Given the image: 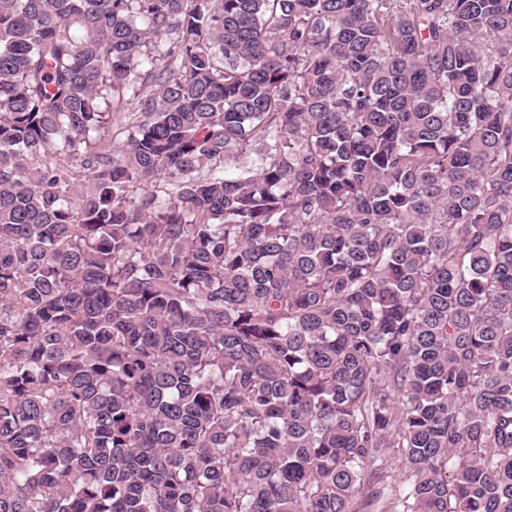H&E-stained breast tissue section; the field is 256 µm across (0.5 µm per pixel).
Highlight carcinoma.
<instances>
[{
  "mask_svg": "<svg viewBox=\"0 0 512 512\" xmlns=\"http://www.w3.org/2000/svg\"><path fill=\"white\" fill-rule=\"evenodd\" d=\"M0 512H512V0H0Z\"/></svg>",
  "mask_w": 512,
  "mask_h": 512,
  "instance_id": "1",
  "label": "carcinoma"
}]
</instances>
